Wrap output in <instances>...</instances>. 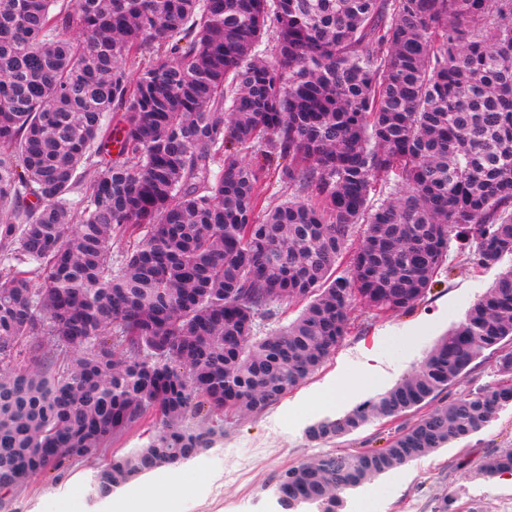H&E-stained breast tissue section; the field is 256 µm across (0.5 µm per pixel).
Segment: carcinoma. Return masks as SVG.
<instances>
[{"label": "carcinoma", "mask_w": 512, "mask_h": 512, "mask_svg": "<svg viewBox=\"0 0 512 512\" xmlns=\"http://www.w3.org/2000/svg\"><path fill=\"white\" fill-rule=\"evenodd\" d=\"M467 237L476 268L512 259V0H0V512L150 418L93 492L223 444L224 414L315 374L355 306L411 310ZM486 351L496 383L285 470L278 500L341 512L512 406V265L418 369L305 435L418 409ZM476 470L512 474V448Z\"/></svg>", "instance_id": "cac0c4a2"}]
</instances>
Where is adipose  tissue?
Listing matches in <instances>:
<instances>
[{"instance_id": "obj_1", "label": "adipose tissue", "mask_w": 512, "mask_h": 512, "mask_svg": "<svg viewBox=\"0 0 512 512\" xmlns=\"http://www.w3.org/2000/svg\"><path fill=\"white\" fill-rule=\"evenodd\" d=\"M187 490L185 470L174 467L101 498L99 512H178Z\"/></svg>"}]
</instances>
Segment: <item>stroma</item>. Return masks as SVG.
<instances>
[{
  "mask_svg": "<svg viewBox=\"0 0 512 512\" xmlns=\"http://www.w3.org/2000/svg\"><path fill=\"white\" fill-rule=\"evenodd\" d=\"M452 267L439 284L407 315L376 318L357 310L354 328L323 367L276 405L246 419L225 417L224 443L188 461L190 473L204 480L182 502L180 512H283L276 496L280 475L289 467L335 447L347 452L381 448L412 415L376 420L334 445L308 442L305 430L324 417H339L357 404L394 386L419 367L434 343L465 317L496 276L475 272L464 258L449 254ZM512 448V406L481 432L381 475L348 492L344 512H361L376 495V512H437L442 495L452 496L456 512H512V481L484 478L462 470V457L479 459ZM105 459L97 454L75 463L62 482L53 472L36 477L18 493L11 512H59L60 498L74 489L89 490Z\"/></svg>",
  "mask_w": 512,
  "mask_h": 512,
  "instance_id": "35a3bbf8",
  "label": "stroma"
}]
</instances>
